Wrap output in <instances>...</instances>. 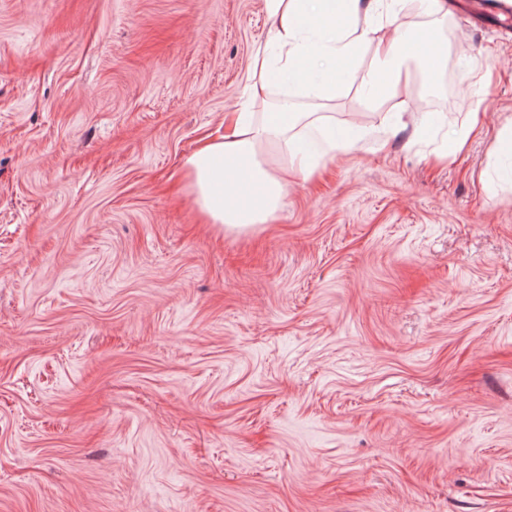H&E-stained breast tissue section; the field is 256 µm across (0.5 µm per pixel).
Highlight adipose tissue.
I'll return each mask as SVG.
<instances>
[{
	"instance_id": "obj_1",
	"label": "adipose tissue",
	"mask_w": 512,
	"mask_h": 512,
	"mask_svg": "<svg viewBox=\"0 0 512 512\" xmlns=\"http://www.w3.org/2000/svg\"><path fill=\"white\" fill-rule=\"evenodd\" d=\"M266 8L275 34L254 55L245 104L227 119L223 134L205 139L182 167L200 218L230 231L271 223L282 203L286 182L268 158V144L305 174L353 145L352 137L330 132L322 151L305 153L290 134L299 114L290 98L273 99L274 88L289 83L308 96L333 99L337 64L355 62L368 46L372 63L360 71L359 88L365 101L377 103L406 84L405 61L417 52L402 32L372 39L368 22L394 14L391 0H266ZM258 104L265 113H255Z\"/></svg>"
}]
</instances>
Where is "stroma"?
I'll list each match as a JSON object with an SVG mask.
<instances>
[{"label": "stroma", "instance_id": "1", "mask_svg": "<svg viewBox=\"0 0 512 512\" xmlns=\"http://www.w3.org/2000/svg\"><path fill=\"white\" fill-rule=\"evenodd\" d=\"M398 24L437 83L294 94L355 144L238 233L180 171L265 0H0V512H512V5Z\"/></svg>", "mask_w": 512, "mask_h": 512}]
</instances>
